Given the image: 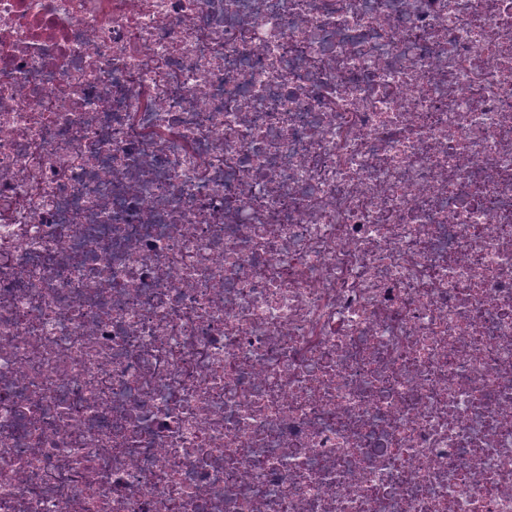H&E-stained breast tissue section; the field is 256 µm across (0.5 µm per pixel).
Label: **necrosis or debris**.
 Masks as SVG:
<instances>
[{"instance_id": "1", "label": "necrosis or debris", "mask_w": 512, "mask_h": 512, "mask_svg": "<svg viewBox=\"0 0 512 512\" xmlns=\"http://www.w3.org/2000/svg\"><path fill=\"white\" fill-rule=\"evenodd\" d=\"M0 512H512V0H0Z\"/></svg>"}]
</instances>
